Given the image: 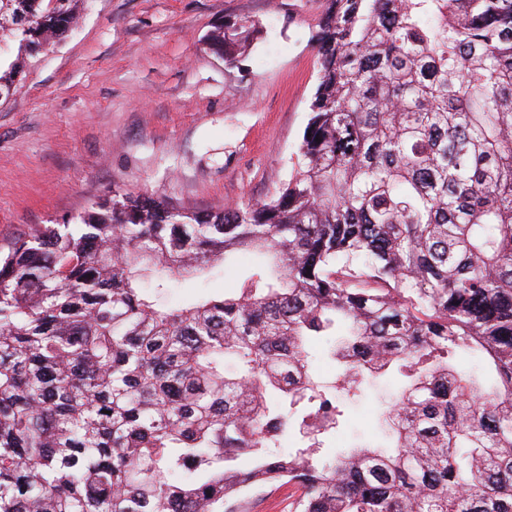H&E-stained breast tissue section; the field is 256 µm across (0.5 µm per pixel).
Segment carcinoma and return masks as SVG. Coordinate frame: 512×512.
Returning <instances> with one entry per match:
<instances>
[{"mask_svg": "<svg viewBox=\"0 0 512 512\" xmlns=\"http://www.w3.org/2000/svg\"><path fill=\"white\" fill-rule=\"evenodd\" d=\"M77 19L73 0H0L31 50ZM258 33L220 23L207 43L234 66ZM313 40L273 197L201 213L114 190L12 241L0 512H223L278 481L301 512H512V0H325ZM236 253L260 263L233 295L163 304L169 277ZM326 336L323 388L308 348ZM393 369L395 452L316 461L336 391ZM292 430L302 446L270 453ZM454 361L462 368L470 371L476 378L478 384L483 389L490 388L493 383L494 375L488 370L482 371L478 368L476 357L470 356L469 354L458 352Z\"/></svg>", "mask_w": 512, "mask_h": 512, "instance_id": "cac0c4a2", "label": "carcinoma"}]
</instances>
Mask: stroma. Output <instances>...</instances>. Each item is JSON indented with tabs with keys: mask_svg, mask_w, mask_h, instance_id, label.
<instances>
[{
	"mask_svg": "<svg viewBox=\"0 0 512 512\" xmlns=\"http://www.w3.org/2000/svg\"><path fill=\"white\" fill-rule=\"evenodd\" d=\"M78 23L28 51L0 36V75L16 57L0 99V249L41 224H60L118 189L194 211L272 197L288 181L317 87L312 36L324 0H74ZM255 22L245 59L211 51L213 26ZM251 268L216 266L173 278L162 295L177 307L237 288ZM401 379L372 381L344 402L341 426L320 460L357 443L384 441L378 414ZM294 486L246 492L224 512H292Z\"/></svg>",
	"mask_w": 512,
	"mask_h": 512,
	"instance_id": "35a3bbf8",
	"label": "stroma"
}]
</instances>
